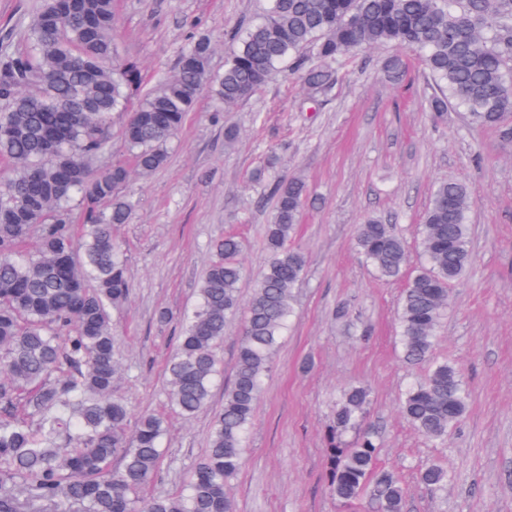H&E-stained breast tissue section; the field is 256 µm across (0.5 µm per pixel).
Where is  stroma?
<instances>
[{
  "label": "stroma",
  "instance_id": "1",
  "mask_svg": "<svg viewBox=\"0 0 512 512\" xmlns=\"http://www.w3.org/2000/svg\"><path fill=\"white\" fill-rule=\"evenodd\" d=\"M262 0H115L113 37L119 56L138 64L145 88L174 72L181 51L200 34L214 44L210 68L224 71L230 34L255 18ZM395 45L359 51L326 96L300 75L280 74L254 96L225 108L203 90L168 159L149 175L133 174L120 194L128 223L112 227L127 256L130 295L112 323L124 373L114 394L141 414L167 415V450L147 494L174 492L204 454L209 410L171 413L165 365L179 318L195 299L213 241L243 242L249 299L266 261L263 232L272 218V176L302 178L307 194L290 240L306 256L292 290L294 316L264 379L243 465L230 493L237 512H373L368 501L340 505L328 489L326 435L341 391L352 384L371 395L364 423L379 443L378 468L398 473L406 512H512V140L449 108L438 118L425 107L434 83L418 63L402 79L387 62ZM238 137L225 145L224 130ZM464 183L471 262L449 291L448 316L433 356L453 362L469 390L468 410L439 448L400 415L405 389L426 366L404 361L396 319L405 280H378L355 245L359 224H390L420 263L416 232L435 185ZM346 306L345 319L335 316ZM168 311L159 322V311ZM437 463L452 479L435 493L418 480Z\"/></svg>",
  "mask_w": 512,
  "mask_h": 512
}]
</instances>
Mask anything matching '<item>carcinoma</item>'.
<instances>
[{
	"mask_svg": "<svg viewBox=\"0 0 512 512\" xmlns=\"http://www.w3.org/2000/svg\"><path fill=\"white\" fill-rule=\"evenodd\" d=\"M264 2L233 35L237 46L221 76L211 73L214 46L201 34L181 52L174 75L147 92L135 62H116L113 0H44L0 42V157L10 165L0 176V512H236L229 481L306 267L303 252L289 246L306 196L302 179L271 184L267 263L248 304L239 293L242 242L226 235L214 242L198 301L183 314L166 367L170 406L182 416L208 407L227 322L242 312L244 326L208 446L176 493L144 495L163 461L164 418L145 413L130 433L128 405L112 395L123 366L111 312L129 296L126 255L112 238V225L131 215L119 190L132 171L148 175L165 165L167 142L201 90L229 107L287 67L303 72L319 95L339 82L354 50L396 44L433 77L431 111L442 116L454 103L512 139V0ZM134 99L123 129L129 159L100 163L112 114ZM471 207L463 183L433 191L419 227L424 264L411 271L398 313L409 363L431 362L448 287L467 272ZM75 209L84 218L78 232L70 224ZM356 245L379 277L404 276L406 244L390 225L367 219ZM468 402L459 369L432 362L405 392L401 412L422 436L444 443ZM369 404L360 385L344 389L336 404L329 492L343 506L368 497L377 512H404L402 479L377 468V436L359 429ZM355 429V441L344 442ZM419 478L439 491L448 471L431 464Z\"/></svg>",
	"mask_w": 512,
	"mask_h": 512,
	"instance_id": "1",
	"label": "carcinoma"
}]
</instances>
